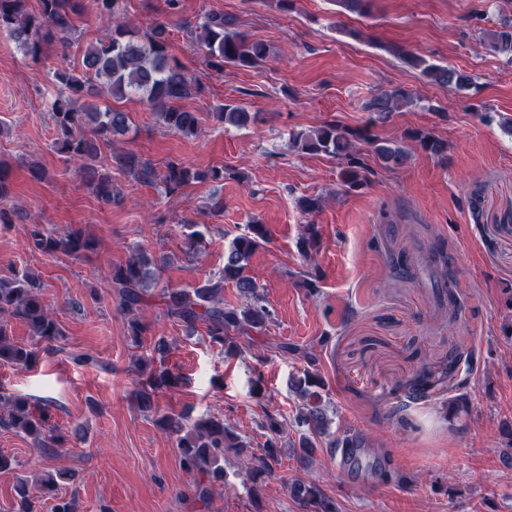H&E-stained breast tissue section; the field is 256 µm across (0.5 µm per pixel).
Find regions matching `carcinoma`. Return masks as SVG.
<instances>
[{"label": "carcinoma", "instance_id": "carcinoma-1", "mask_svg": "<svg viewBox=\"0 0 512 512\" xmlns=\"http://www.w3.org/2000/svg\"><path fill=\"white\" fill-rule=\"evenodd\" d=\"M122 0H39V9L27 10L25 0H0V34L11 39L26 57L38 60L45 46L58 40L71 42L77 31V21L93 14L105 23V32L88 44L82 52L81 74L70 69H56L51 83L55 95L50 112L57 136L56 149L73 160L78 167L81 182L106 204L120 200V191L112 182V170L147 186L162 185L167 195H178L192 183L224 181V167L196 168L183 162L169 161L161 171L150 159L126 149L104 155V146L112 137L123 136L131 129L130 114L109 106L103 110L76 107L85 97L106 92L115 101L140 97L155 111L156 119L167 131L193 138L199 133V113L181 106V102L198 96L201 83L184 73L179 61L168 52L167 27L158 23L149 32H133L120 16ZM224 14L208 11L184 26L189 44L203 52L205 66L218 74L228 66L250 68L267 54L266 44L244 35H230L225 27ZM483 47L493 53L512 57V19L504 18L497 25L481 32ZM403 61L431 84L466 89L471 76L448 67L428 63L413 54L403 55ZM408 103V94L400 89L381 90L371 97L366 110L371 118L367 125L347 129L335 121L289 134L292 147L303 153L325 154L344 162L341 183L347 191H354L370 181L374 170L366 162L364 148L368 147L386 167L405 164L408 150L397 140H381L371 127L385 123L391 114ZM216 122L235 128H246L254 123L258 113L249 112L242 105L224 104L212 113ZM404 138L417 143L423 150L448 162V145L431 133L412 129ZM26 237L31 250L47 255L63 253L73 257L85 256L97 250L98 242L79 228L62 235L46 232L40 224L26 225ZM318 226L308 224L297 242L298 251L306 260L311 258L317 239ZM268 240L266 225L254 221L244 232L235 236L224 250V267L217 276L182 288H163L154 293L160 273L167 260L158 259L143 249L135 250L125 263L112 268L108 287L113 290L119 307L126 316L127 332L134 343H139L148 332L142 321L141 309L148 298L158 295L165 315L183 326L187 332L198 325L206 328L210 343L229 352L237 351L239 338L263 329L271 321V312L261 293L262 285L247 275L252 255ZM232 283L242 299L233 305L224 302V283ZM17 318L27 324L31 343L23 344L10 337L8 319ZM63 336L60 323L41 296V283L30 273L0 278V364L17 368L32 367L42 350H50ZM279 349L298 354L307 367L290 380V388L302 400L294 419L304 429L292 443L293 453L306 463L317 451L312 436L326 433L329 424L321 391L325 384L320 375L316 356L307 348L281 345ZM167 340L159 338L153 347V356L141 367V382L137 391L141 408L157 411L156 391L180 384L179 375L153 363L164 361L169 353ZM0 408L8 411L3 423L32 438L41 457L52 459L66 447L67 439L53 433L49 406L39 405L21 395H0ZM162 430L175 436L183 468L196 477L195 496L208 500L212 489L224 485V456L233 450L244 453L245 444L224 420L215 416L191 418L185 413L169 411L156 417ZM269 433L265 457L250 467L253 483L264 481L271 473L268 460L275 459L282 447V422L269 416L262 423ZM71 476L60 471H45L37 480L19 478L14 486L15 512H40L41 505L50 500L52 512H75V500L59 493L61 483ZM291 497L305 512H336V506L314 483L294 480L289 485Z\"/></svg>", "mask_w": 512, "mask_h": 512}]
</instances>
